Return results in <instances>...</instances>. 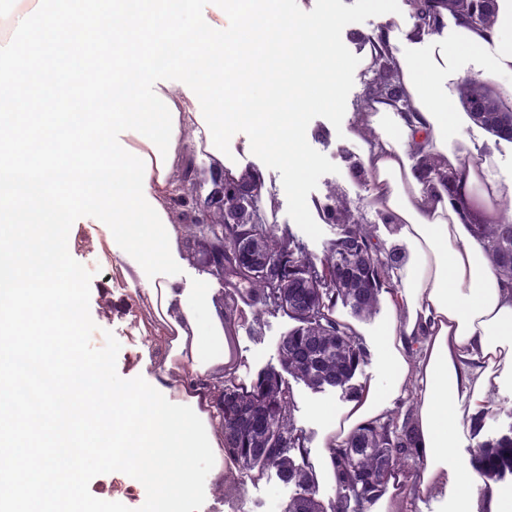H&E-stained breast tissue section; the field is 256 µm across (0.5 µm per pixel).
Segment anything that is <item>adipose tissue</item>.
<instances>
[{
	"label": "adipose tissue",
	"mask_w": 512,
	"mask_h": 512,
	"mask_svg": "<svg viewBox=\"0 0 512 512\" xmlns=\"http://www.w3.org/2000/svg\"><path fill=\"white\" fill-rule=\"evenodd\" d=\"M356 51L390 54L399 70L403 102L377 96L360 113L350 137L374 207L400 243L387 276L393 287L387 317L377 328L381 380L368 381L344 405L323 411L325 433L312 461L318 483H334V456L354 432L385 421L396 401L414 398L411 437L421 467L384 476L381 492L361 512H405L409 498L451 487L456 512H473L474 473L461 449L464 411L478 412L505 372H512V284L494 273L483 243L472 233L476 214L503 222L512 181H503L497 159L471 157L466 114L448 93L459 80L457 63L481 59L479 80L497 83L512 102V0H497V19L471 25L442 12L438 30L421 27L413 0H381L380 23L358 37ZM179 116L173 163L152 170L148 193L164 209L176 237L195 202H184L188 144L207 148L197 108L185 91L158 85ZM156 309L141 320L150 348L137 363L164 388L178 386L182 401H196L216 444L224 442V383L236 375L232 349L235 315L226 313L208 280L184 287L155 281Z\"/></svg>",
	"instance_id": "adipose-tissue-1"
}]
</instances>
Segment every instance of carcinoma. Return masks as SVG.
<instances>
[{"instance_id":"obj_1","label":"carcinoma","mask_w":512,"mask_h":512,"mask_svg":"<svg viewBox=\"0 0 512 512\" xmlns=\"http://www.w3.org/2000/svg\"><path fill=\"white\" fill-rule=\"evenodd\" d=\"M462 100L492 97L485 83L467 79L463 82ZM500 111L472 116L474 122L502 139L512 141V109L498 103ZM252 191L245 180L224 184V211L211 224H189L194 256L208 267L212 255L224 250V267L217 275L228 288L224 310L238 309V301L258 305L255 322L261 317L286 316L297 326L281 342L285 368L307 386L325 385L344 388L353 378L362 350L347 324L334 316L337 300L350 305L358 317H368L379 307V288L387 269L397 259L372 242L362 224L344 225L342 234L333 240L323 257L317 258L297 248L296 239L286 228L261 222L252 224L248 213L236 211L234 201ZM472 232L486 243L487 255L495 274L512 281V222L473 224ZM255 231L265 237L267 249L283 279L293 282L309 276L317 283L311 289L313 305L296 307L282 288H276L265 272L243 270L235 257V244L244 234ZM293 392L279 372L259 374L251 389L224 385V463L242 474L276 470L285 484H294L299 493L288 503L287 512H349L350 501L369 499L379 491V478L410 452L407 430L399 431L389 422L371 423L350 439L340 455L341 477L337 487L343 495L329 504L318 497L319 484L306 458L307 436L298 429L291 416ZM264 412L272 421L266 431L253 428L247 421L252 412ZM296 450L303 462L289 456ZM474 462L485 489L512 476V433L477 444Z\"/></svg>"}]
</instances>
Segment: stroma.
<instances>
[{
  "label": "stroma",
  "mask_w": 512,
  "mask_h": 512,
  "mask_svg": "<svg viewBox=\"0 0 512 512\" xmlns=\"http://www.w3.org/2000/svg\"><path fill=\"white\" fill-rule=\"evenodd\" d=\"M367 78L362 71H355L354 85L350 91L341 130H333L327 119L318 117L311 121L313 134L309 144L327 156L338 168L337 173L323 175L317 188L311 192V199L325 201L329 190L341 192L350 220L366 225L375 242H384L388 231L382 214L375 210L368 200V186L357 167L359 146L349 134L358 119L357 105L366 91ZM262 215L266 223L288 227L291 233L303 243L310 255L322 256L328 243L336 239L341 227L337 224L322 223L323 235L312 240L296 225L287 214V198L281 176L276 170H268L263 185L261 203ZM93 236L100 239V246L91 243L77 245L74 259L92 273L90 282L89 310L97 326L91 336L94 347L105 344L106 334H113L120 344L116 369L120 377L128 379L134 373V361L145 354L147 343L135 333L139 319L147 311V305L138 285L124 281L113 270L117 259L112 243V235L107 225H96ZM112 285V313L102 315L103 285ZM243 318L239 320L236 339L237 382L251 386L258 374L266 369L281 366L280 343L293 328V321L282 316L264 317L260 326H253L254 305L242 304ZM335 315L347 324H359L361 334L356 337L362 349V358L351 383L362 387L363 383L380 378L381 367L377 360L373 333L386 315L385 308H378L370 318L359 319L349 305L337 302ZM294 395L292 418L297 428L302 429L308 438V454H315L325 431V424L319 414L320 409H335L345 403L349 395L341 388L324 387L313 389L302 381L289 379ZM493 398L497 411L485 416L481 424H474L471 417L462 421V436L466 448H474L480 442L495 439L512 429V378H505L494 391ZM297 492L294 485L282 483L275 471H267L261 477H247L243 481L216 485L214 480L205 482V501L201 512H284V507Z\"/></svg>",
  "instance_id": "obj_1"
}]
</instances>
